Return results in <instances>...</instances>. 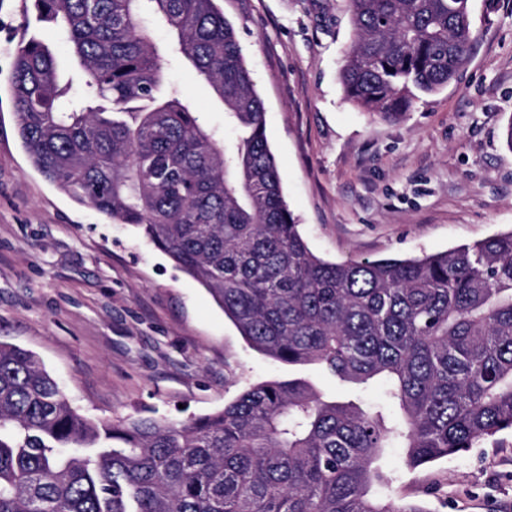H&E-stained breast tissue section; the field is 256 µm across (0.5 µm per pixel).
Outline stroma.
I'll return each mask as SVG.
<instances>
[{
    "label": "stroma",
    "instance_id": "35a3bbf8",
    "mask_svg": "<svg viewBox=\"0 0 512 512\" xmlns=\"http://www.w3.org/2000/svg\"><path fill=\"white\" fill-rule=\"evenodd\" d=\"M477 40L448 87L387 119L345 96L348 0H217L266 112L289 210L331 262L406 258L512 230V0H471ZM50 39L35 10L0 0V342L35 353L94 422L186 421L266 381L303 377L325 396L367 390L256 350L210 293L133 227L112 223L46 181L15 130L13 52ZM167 78L208 129L224 109L178 61ZM386 463L389 499L427 512H512V432L434 463Z\"/></svg>",
    "mask_w": 512,
    "mask_h": 512
}]
</instances>
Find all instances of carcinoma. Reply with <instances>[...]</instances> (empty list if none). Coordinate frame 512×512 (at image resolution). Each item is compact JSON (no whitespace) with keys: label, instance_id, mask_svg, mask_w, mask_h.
<instances>
[{"label":"carcinoma","instance_id":"cac0c4a2","mask_svg":"<svg viewBox=\"0 0 512 512\" xmlns=\"http://www.w3.org/2000/svg\"><path fill=\"white\" fill-rule=\"evenodd\" d=\"M347 99L394 116L448 86L471 0H348ZM82 73L21 40L12 97L31 165L135 227L253 347L385 399L268 381L218 412L92 424L38 357L0 342V512H422L378 492L387 448L415 469L512 430V230L422 258L329 262L303 239L232 24L215 0H34ZM168 30L155 41L150 23ZM189 63L224 107L219 139L167 82Z\"/></svg>","mask_w":512,"mask_h":512}]
</instances>
